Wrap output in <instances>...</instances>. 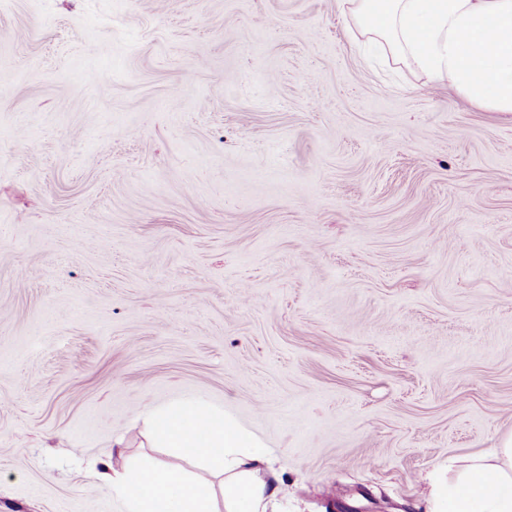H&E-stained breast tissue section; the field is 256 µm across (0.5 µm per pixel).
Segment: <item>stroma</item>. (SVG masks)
<instances>
[{"label": "stroma", "instance_id": "35a3bbf8", "mask_svg": "<svg viewBox=\"0 0 512 512\" xmlns=\"http://www.w3.org/2000/svg\"><path fill=\"white\" fill-rule=\"evenodd\" d=\"M336 0H0V512H125L198 398L277 512H426L512 432V114Z\"/></svg>", "mask_w": 512, "mask_h": 512}]
</instances>
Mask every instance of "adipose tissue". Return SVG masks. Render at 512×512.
<instances>
[{
	"mask_svg": "<svg viewBox=\"0 0 512 512\" xmlns=\"http://www.w3.org/2000/svg\"><path fill=\"white\" fill-rule=\"evenodd\" d=\"M341 16L404 65L485 112L512 113V0H336ZM153 447L223 474L221 486L166 463L112 465L127 512H268L262 443L200 401L147 406ZM428 512H512V433L492 452L449 461L429 477Z\"/></svg>",
	"mask_w": 512,
	"mask_h": 512,
	"instance_id": "obj_1",
	"label": "adipose tissue"
}]
</instances>
